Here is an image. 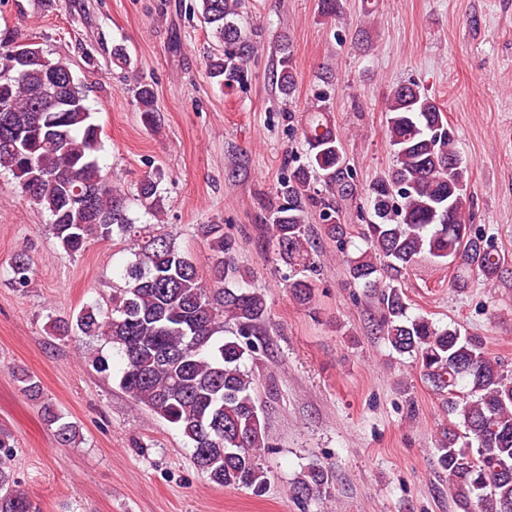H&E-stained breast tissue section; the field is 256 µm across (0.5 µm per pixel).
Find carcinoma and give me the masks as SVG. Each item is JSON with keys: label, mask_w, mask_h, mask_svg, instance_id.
Listing matches in <instances>:
<instances>
[{"label": "carcinoma", "mask_w": 512, "mask_h": 512, "mask_svg": "<svg viewBox=\"0 0 512 512\" xmlns=\"http://www.w3.org/2000/svg\"><path fill=\"white\" fill-rule=\"evenodd\" d=\"M196 7L212 38L224 44V54L207 58L210 77L226 86L244 82L257 51L235 23L245 0H198ZM15 42L11 34L0 37V107L8 109L9 134L0 139V169L12 173L25 199L49 213L52 234L66 253L115 231L133 246L134 261L124 270V286L113 289L110 307L88 306L73 322L54 321L52 332L77 330L115 346L123 359L120 388L179 429L192 445L194 465L212 483L264 494L268 478L260 452L269 447L268 434L256 379L241 361L268 335L270 314L264 294L242 286L237 241L221 224L201 225L210 250L205 277L168 235H141L94 156L99 128L83 84L65 61L48 59L35 43L26 44L32 57L14 74L6 50ZM274 50L276 85L288 96L295 87L291 50L282 42ZM136 104L143 123L155 125L153 89L141 87ZM384 112L393 165L367 189L372 219L357 231L367 248L345 256L346 270L376 299L383 339L414 359L448 407L452 419L438 437V465L455 490L459 512H512V370L488 355L483 337L461 333L454 322L442 327L410 316L401 285L422 257L452 267L451 287L459 289L475 279L497 280L508 262L481 230L465 223L469 167L438 104L409 83L392 91ZM301 137L309 164L288 171L277 190L282 203L270 210L267 223L291 271L290 293L307 305L318 266L309 217H319L327 236L344 242L351 232L341 222L343 205L359 190L327 108L314 107ZM137 192L149 213H162L151 177ZM29 272L28 258L18 253L13 283L25 287ZM228 328L233 338L217 341ZM12 376L21 393L41 398L35 375L18 368ZM42 412L61 445L80 439L79 427L54 404L42 402ZM14 447V433L0 426V512H39L15 480ZM332 481L330 468L314 464L297 478L292 494L305 507L327 495Z\"/></svg>", "instance_id": "1"}]
</instances>
